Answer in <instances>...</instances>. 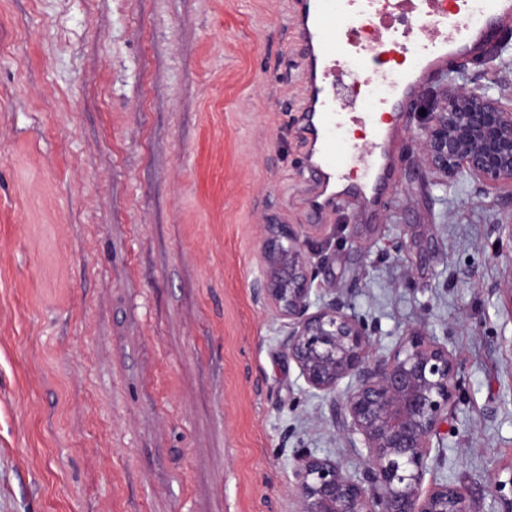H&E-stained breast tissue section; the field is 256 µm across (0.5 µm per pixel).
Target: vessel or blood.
Instances as JSON below:
<instances>
[{"instance_id":"vessel-or-blood-1","label":"vessel or blood","mask_w":512,"mask_h":512,"mask_svg":"<svg viewBox=\"0 0 512 512\" xmlns=\"http://www.w3.org/2000/svg\"><path fill=\"white\" fill-rule=\"evenodd\" d=\"M423 16L434 36L419 40L399 30L398 19ZM292 21L306 50V125L326 186L350 180L358 196L381 191L392 126L430 80L448 74L450 62L478 60L512 43V0H294ZM358 46L364 68L385 86L370 102L345 97L336 72ZM363 114L371 151L336 135L346 113Z\"/></svg>"}]
</instances>
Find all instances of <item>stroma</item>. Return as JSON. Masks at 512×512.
I'll return each instance as SVG.
<instances>
[{
  "mask_svg": "<svg viewBox=\"0 0 512 512\" xmlns=\"http://www.w3.org/2000/svg\"><path fill=\"white\" fill-rule=\"evenodd\" d=\"M292 0H0V512H296L294 457L361 471L257 296L264 225H301L373 328L453 351L423 485L512 494V186L421 164L447 86L512 111V48L402 114L362 224L310 171Z\"/></svg>",
  "mask_w": 512,
  "mask_h": 512,
  "instance_id": "35a3bbf8",
  "label": "stroma"
}]
</instances>
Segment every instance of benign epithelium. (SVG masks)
<instances>
[{
	"label": "benign epithelium",
	"instance_id": "7a95c632",
	"mask_svg": "<svg viewBox=\"0 0 512 512\" xmlns=\"http://www.w3.org/2000/svg\"><path fill=\"white\" fill-rule=\"evenodd\" d=\"M418 146L448 179L466 174L486 186L512 184V112L480 89L451 86L444 107L429 113ZM263 301L287 321L283 346L308 389L334 394L343 435L367 451L361 472L340 461L301 453L293 464L297 512H477L465 488L422 485L434 441L452 414L455 357L419 329L407 331L384 356L371 353L364 319L347 312L340 290L312 296L326 264L312 262L301 228L267 224Z\"/></svg>",
	"mask_w": 512,
	"mask_h": 512
}]
</instances>
